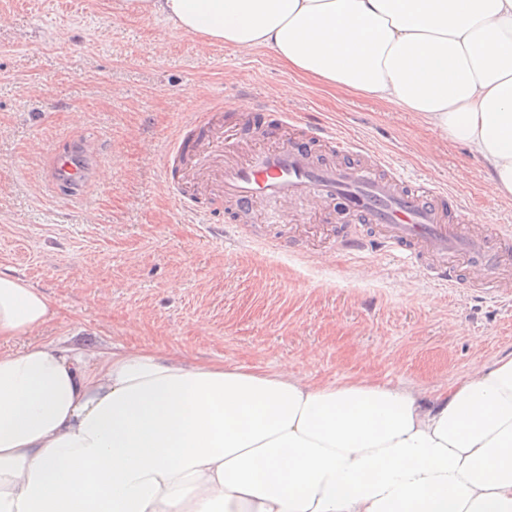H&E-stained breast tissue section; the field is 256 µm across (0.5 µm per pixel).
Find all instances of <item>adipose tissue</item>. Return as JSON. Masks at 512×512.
I'll use <instances>...</instances> for the list:
<instances>
[{
    "mask_svg": "<svg viewBox=\"0 0 512 512\" xmlns=\"http://www.w3.org/2000/svg\"><path fill=\"white\" fill-rule=\"evenodd\" d=\"M415 113L512 201V0H132ZM0 274V512H512V354L429 393L44 341Z\"/></svg>",
    "mask_w": 512,
    "mask_h": 512,
    "instance_id": "ef3b65f1",
    "label": "adipose tissue"
}]
</instances>
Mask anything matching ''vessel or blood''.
Instances as JSON below:
<instances>
[{"mask_svg":"<svg viewBox=\"0 0 512 512\" xmlns=\"http://www.w3.org/2000/svg\"><path fill=\"white\" fill-rule=\"evenodd\" d=\"M218 105H201L193 121L209 128L208 144H224V126L217 121ZM343 162L315 163L306 143L254 153L243 162L228 161L215 175L225 197L248 209L260 199L289 206L308 196L313 209L338 205L345 214L369 224V239H345L341 248L354 256L366 248L415 265H422L435 281L457 288L478 285L498 295V271L512 261V227L487 229L478 224H454L450 213L458 200L444 189L410 180L402 173L385 172L384 161L364 167L354 163L360 145L350 139L335 140ZM87 174L85 163L67 152L56 157L53 179L77 188Z\"/></svg>","mask_w":512,"mask_h":512,"instance_id":"b4317fda","label":"vessel or blood"}]
</instances>
